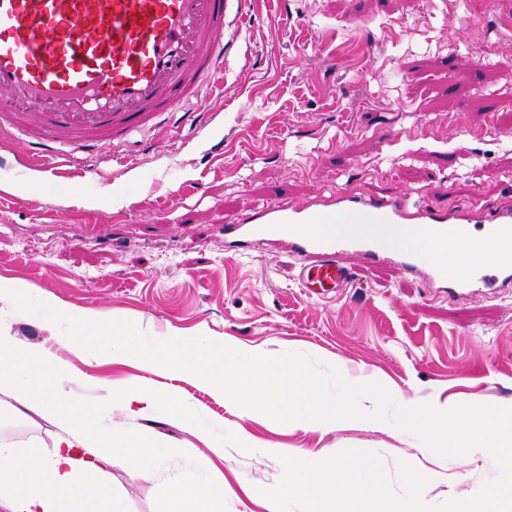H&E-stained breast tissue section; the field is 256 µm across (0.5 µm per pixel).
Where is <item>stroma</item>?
Wrapping results in <instances>:
<instances>
[{
	"label": "stroma",
	"instance_id": "1",
	"mask_svg": "<svg viewBox=\"0 0 512 512\" xmlns=\"http://www.w3.org/2000/svg\"><path fill=\"white\" fill-rule=\"evenodd\" d=\"M223 89H205L200 126L172 116L50 178L0 144V284L29 291L0 302V327L49 345L48 298L123 318L145 340L204 330L216 340L304 361L327 392L338 370L381 383L395 403H512V294L480 287L452 297L425 275L359 269L338 295L300 287L284 245L228 249L219 224L262 204L305 205L343 189L400 193L450 211L512 205V0H255L228 15ZM216 427L279 448L378 454L394 495L415 457L408 432L349 421L320 432L228 407L166 375ZM157 442L160 469L112 462L124 512H158L168 482L206 480L193 424L166 412L113 414ZM55 427L0 406V437L51 444ZM435 473L432 506L477 497L497 480L493 455L420 458ZM224 512H266L250 490L280 478L276 457L232 446Z\"/></svg>",
	"mask_w": 512,
	"mask_h": 512
}]
</instances>
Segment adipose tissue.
<instances>
[{
	"mask_svg": "<svg viewBox=\"0 0 512 512\" xmlns=\"http://www.w3.org/2000/svg\"><path fill=\"white\" fill-rule=\"evenodd\" d=\"M336 230L399 245L426 237L414 225L340 224ZM53 309L63 324L54 347L27 345L0 331V392L17 402L14 416L30 412L59 429L49 452L37 441L19 448L0 440V512H121L109 482L113 457H123L133 471L148 472L157 456L149 433L114 428L113 414L147 419L163 408L177 425L192 414L179 394L159 395L140 377L100 383L93 400L77 401L70 385L81 364L135 361L151 372L204 386L235 408L262 411L287 427L330 429L360 414L370 423L383 422L382 416L364 411L374 391L371 379L340 374L343 390L331 394L300 364L261 350L234 346L223 354L202 335L148 342L120 319L58 303ZM160 512H224V490L203 481H177Z\"/></svg>",
	"mask_w": 512,
	"mask_h": 512,
	"instance_id": "adipose-tissue-1",
	"label": "adipose tissue"
}]
</instances>
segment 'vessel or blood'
Segmentation results:
<instances>
[{"instance_id": "obj_1", "label": "vessel or blood", "mask_w": 512, "mask_h": 512, "mask_svg": "<svg viewBox=\"0 0 512 512\" xmlns=\"http://www.w3.org/2000/svg\"><path fill=\"white\" fill-rule=\"evenodd\" d=\"M250 0H0V134L26 142L30 155L63 152L69 160L153 125L162 114L188 111L202 85L224 73V20L245 15ZM473 219L463 211L411 207L398 194L354 190L306 206L286 202L231 218L225 233L240 242L274 236L297 255L298 281L320 298L340 291L356 273L346 252L365 264L392 262L406 272L419 254L370 239L336 236V224H420L447 245L468 241ZM485 238L497 251L484 280V261L455 274L445 252L432 251L436 279L448 288L487 282L512 291V207L486 212Z\"/></svg>"}]
</instances>
